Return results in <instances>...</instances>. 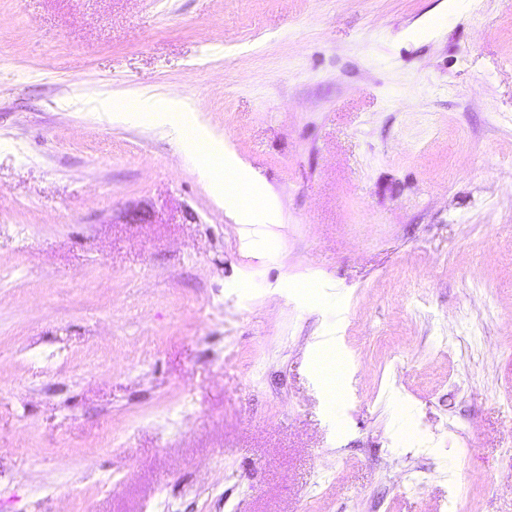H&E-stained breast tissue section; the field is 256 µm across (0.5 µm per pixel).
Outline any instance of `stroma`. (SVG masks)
Listing matches in <instances>:
<instances>
[{
	"label": "stroma",
	"instance_id": "stroma-1",
	"mask_svg": "<svg viewBox=\"0 0 512 512\" xmlns=\"http://www.w3.org/2000/svg\"><path fill=\"white\" fill-rule=\"evenodd\" d=\"M61 502L512 512V0H0V512ZM197 141L196 149L189 148L185 142L181 143L182 149L188 155V161L197 169L206 173L212 184H219L224 188V202L236 207L244 216L245 222L240 231V245L243 250H250L255 236L261 235L268 224L257 221L252 217L253 206L256 202L253 184L256 179L244 175L240 163L225 149L216 154L211 149L208 140L197 129H193ZM209 149H208V147Z\"/></svg>",
	"mask_w": 512,
	"mask_h": 512
}]
</instances>
